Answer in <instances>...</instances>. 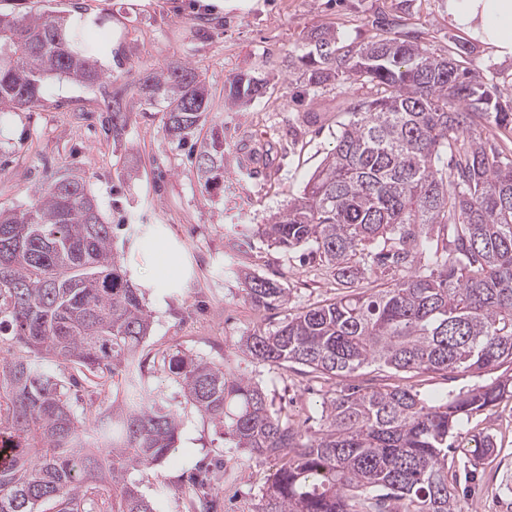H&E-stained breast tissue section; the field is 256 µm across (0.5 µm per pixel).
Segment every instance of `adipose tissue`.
I'll return each instance as SVG.
<instances>
[{
    "instance_id": "1",
    "label": "adipose tissue",
    "mask_w": 512,
    "mask_h": 512,
    "mask_svg": "<svg viewBox=\"0 0 512 512\" xmlns=\"http://www.w3.org/2000/svg\"><path fill=\"white\" fill-rule=\"evenodd\" d=\"M448 19L501 58H512V0H448Z\"/></svg>"
}]
</instances>
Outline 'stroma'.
Listing matches in <instances>:
<instances>
[{
    "instance_id": "1",
    "label": "stroma",
    "mask_w": 512,
    "mask_h": 512,
    "mask_svg": "<svg viewBox=\"0 0 512 512\" xmlns=\"http://www.w3.org/2000/svg\"><path fill=\"white\" fill-rule=\"evenodd\" d=\"M0 12L65 16L100 48L105 76L89 85L51 78L38 103L0 118V207H26L54 175L86 177L113 248L143 293L153 320L144 345L149 388L161 391L180 422L179 441L153 467L130 478L155 512H256L278 460L236 447L187 404L172 377L151 362L185 351L223 365L230 379L258 383L273 409L305 435L324 425V409L345 384L407 385L432 398L480 384L475 374L367 369L348 381L316 378L303 367L253 359L247 336L272 329L306 307L335 301L345 288L307 248L280 249L259 225L288 207L336 144L349 109L375 89L341 80L323 88L297 81L288 55L311 30L334 32L339 45L360 46L376 34L373 20H398L430 51L464 60L479 80L512 99V58L496 57L448 20V0H258L257 6L209 14L194 0H0ZM195 69L210 93L209 115L195 136L224 127V175L204 186L188 145L165 134L162 102L132 85L176 66ZM263 80L257 97L236 98L235 82ZM127 120L112 135V105ZM258 157L242 172L244 156ZM284 284L273 309L254 306L245 277ZM461 452L448 462L466 512H512V398L463 418ZM494 449L482 452L483 439Z\"/></svg>"
}]
</instances>
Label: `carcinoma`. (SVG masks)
<instances>
[{
  "label": "carcinoma",
  "instance_id": "obj_1",
  "mask_svg": "<svg viewBox=\"0 0 512 512\" xmlns=\"http://www.w3.org/2000/svg\"><path fill=\"white\" fill-rule=\"evenodd\" d=\"M380 27L358 48L316 29L289 60L310 87L353 78L377 90L353 105L302 194L261 228L277 247L310 248L350 291L254 332L246 351L335 378L372 365L512 367V154L484 141L486 125H512V102L461 60ZM52 77L101 80L97 48L64 18L0 13V107L34 105ZM143 86L165 103L168 136L184 142L201 125L209 93L194 69ZM197 170L206 185L223 176L224 128L199 145ZM380 270L398 277L355 287ZM248 294L270 309L286 289L253 275ZM151 330L84 177H52L27 208L0 209V335L19 349L0 359V512H153L129 474L175 448L179 420L144 381L137 352ZM48 361L73 373L62 380ZM157 365L221 427L236 402L225 434L281 462L258 512H463L448 483L455 427L512 394V377L442 402L407 386H351L330 401L320 433L305 437L257 384L224 377L216 363L177 351ZM117 374L122 405L91 425L79 420L70 387L102 393Z\"/></svg>",
  "mask_w": 512,
  "mask_h": 512
}]
</instances>
